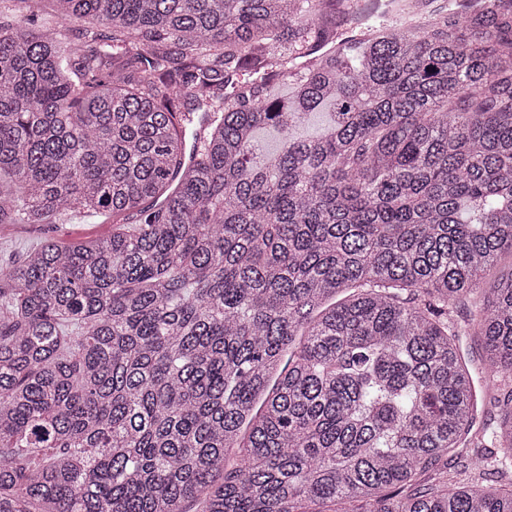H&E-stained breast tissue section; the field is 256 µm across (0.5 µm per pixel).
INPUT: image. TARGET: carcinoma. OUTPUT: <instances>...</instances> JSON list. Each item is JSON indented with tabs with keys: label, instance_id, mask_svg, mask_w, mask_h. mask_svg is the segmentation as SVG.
Returning <instances> with one entry per match:
<instances>
[{
	"label": "carcinoma",
	"instance_id": "carcinoma-1",
	"mask_svg": "<svg viewBox=\"0 0 512 512\" xmlns=\"http://www.w3.org/2000/svg\"><path fill=\"white\" fill-rule=\"evenodd\" d=\"M52 2L0 226L112 233L0 266V512H512V0Z\"/></svg>",
	"mask_w": 512,
	"mask_h": 512
}]
</instances>
